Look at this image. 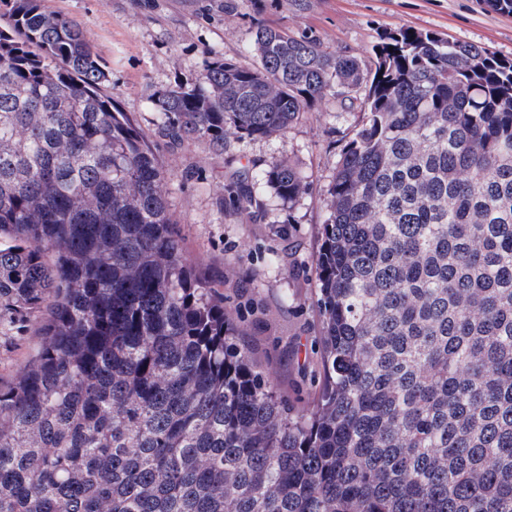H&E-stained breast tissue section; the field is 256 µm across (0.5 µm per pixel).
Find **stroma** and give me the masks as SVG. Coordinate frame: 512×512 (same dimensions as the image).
<instances>
[{
    "label": "stroma",
    "instance_id": "1",
    "mask_svg": "<svg viewBox=\"0 0 512 512\" xmlns=\"http://www.w3.org/2000/svg\"><path fill=\"white\" fill-rule=\"evenodd\" d=\"M75 20L107 74L103 91L149 138L168 171L169 208L185 256L219 283L253 369L296 412L321 388L322 323L315 305L316 256L327 214V189L338 155L360 119L329 99L300 113L286 130L231 140L221 152L207 140L170 142L149 97L193 83L207 60L252 62L246 47L255 24L313 36L331 51L370 60L381 33L431 30L512 58V15L482 0H41ZM292 164L309 187L282 202L256 173ZM253 199L238 207L241 194ZM36 317L0 324V382L36 353Z\"/></svg>",
    "mask_w": 512,
    "mask_h": 512
}]
</instances>
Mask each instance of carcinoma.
<instances>
[{
	"instance_id": "carcinoma-1",
	"label": "carcinoma",
	"mask_w": 512,
	"mask_h": 512,
	"mask_svg": "<svg viewBox=\"0 0 512 512\" xmlns=\"http://www.w3.org/2000/svg\"><path fill=\"white\" fill-rule=\"evenodd\" d=\"M0 3V322L45 313L0 386V512H512V59L401 27L367 65L259 24L255 63L154 94L162 135L217 151L329 95L364 114L327 190L321 393L295 413L184 256L83 29Z\"/></svg>"
}]
</instances>
